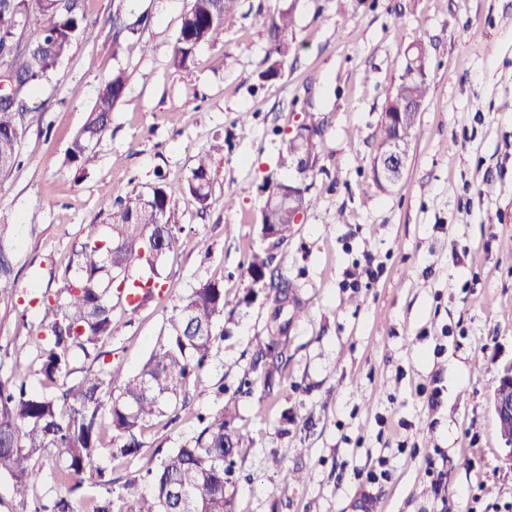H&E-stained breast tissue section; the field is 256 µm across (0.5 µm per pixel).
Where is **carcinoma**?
<instances>
[{
    "instance_id": "cac0c4a2",
    "label": "carcinoma",
    "mask_w": 512,
    "mask_h": 512,
    "mask_svg": "<svg viewBox=\"0 0 512 512\" xmlns=\"http://www.w3.org/2000/svg\"><path fill=\"white\" fill-rule=\"evenodd\" d=\"M237 3L190 0L172 55L175 69H188L198 46L223 42L224 30L235 23ZM32 12L46 20L41 34L24 45L14 43L18 19ZM149 22L146 14L126 16L116 8L114 43L140 39ZM293 26L292 10L274 9L268 38L269 54L275 60L260 78L278 75L281 61L293 48L288 39ZM95 28L87 21L84 0H0V64L4 66L0 72L11 76L14 84L13 98L0 103L1 176L21 164L23 116L29 111L24 91L48 79L73 41L93 37ZM429 92L426 80L393 83L384 111L403 116L396 127H383L381 141L394 134L407 142L416 137L418 121L413 113L421 111ZM125 98L126 75L119 69L99 86L86 122L67 148L66 159L76 170L84 172L92 165L112 110ZM320 141L317 130L300 140L296 146L309 163L291 182L269 190L261 231H270L267 240L274 248L288 240L296 224V209L307 211L313 206L306 181L319 159ZM285 145L291 151L296 147L290 141ZM222 151L224 143L218 141L198 152L187 179L189 194L203 208L211 199L214 155ZM12 229L11 224H0V296L13 295L20 288L5 248ZM181 231L160 175L148 192L116 197L103 223L83 227L63 288L42 295L38 329L44 338L36 345V367L18 361L13 376L0 381V475L13 480L16 512H173L175 504L168 496L173 486L190 495L193 512H232L227 486L242 437L233 426L236 406L229 402L198 414L200 428L180 447L157 450V465L143 475L147 492L115 494L112 468L98 464L104 455L118 465L139 455L145 426L186 397L190 377L205 367L217 336L224 335L216 329V320L227 305L224 288L208 282L175 307L163 342L136 373L124 374L106 363L92 370L107 355L105 345L118 333L112 319L113 275L140 272L126 280L124 290L126 306L138 310L156 295L159 268ZM272 259L268 249L254 252L246 267L260 290L274 291V332L255 337L257 354L270 358L265 371L269 384L285 358L280 336L290 322L288 296L294 288L284 277L266 281L265 269ZM80 359L87 368L79 371L75 363ZM76 372L81 376L73 377ZM47 458L51 459L50 476L59 487L51 497L39 495ZM88 485L97 492H88Z\"/></svg>"
}]
</instances>
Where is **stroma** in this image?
<instances>
[{"label": "stroma", "mask_w": 512, "mask_h": 512, "mask_svg": "<svg viewBox=\"0 0 512 512\" xmlns=\"http://www.w3.org/2000/svg\"><path fill=\"white\" fill-rule=\"evenodd\" d=\"M119 2L151 15L141 42L114 46ZM188 5L85 0L98 37L75 41L32 92L24 163L0 178L21 285L0 298V380L17 349L38 341L37 299L63 287L83 225L161 173L183 230L160 296L135 312L114 303L108 360L137 370L174 306L207 282L224 286V336L186 403L151 421L140 455L113 470L115 491H145L139 476L156 449L178 447L197 412L232 400L243 438L233 512H359L365 492L375 512H512V465L492 411L512 365V0H239L223 44L202 45L177 70ZM276 7L293 9L295 43L279 76L264 80ZM414 43L427 51L430 94L401 180L382 186L372 161L385 99L397 54ZM118 69L128 101L113 110L96 162L77 172L66 150ZM302 123L323 130L308 180L315 205L273 250L297 309L281 338L288 361L269 383L253 367L254 339L268 335L273 304L252 295L245 260L268 247L263 185L294 179L282 137ZM217 139L224 151L203 209L186 181Z\"/></svg>", "instance_id": "stroma-1"}]
</instances>
